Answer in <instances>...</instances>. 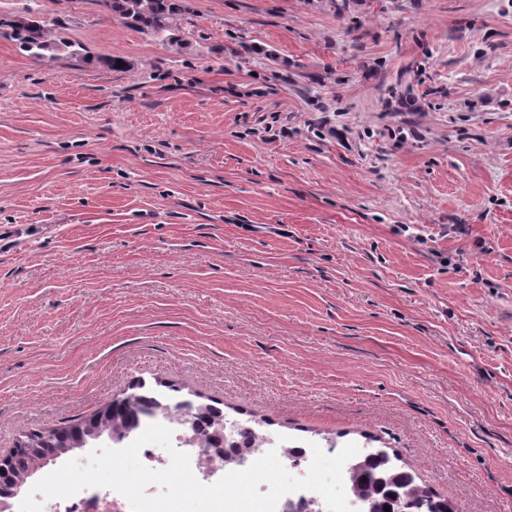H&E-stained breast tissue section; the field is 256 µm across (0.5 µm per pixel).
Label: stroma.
I'll return each instance as SVG.
<instances>
[{
  "instance_id": "obj_1",
  "label": "stroma",
  "mask_w": 512,
  "mask_h": 512,
  "mask_svg": "<svg viewBox=\"0 0 512 512\" xmlns=\"http://www.w3.org/2000/svg\"><path fill=\"white\" fill-rule=\"evenodd\" d=\"M26 12L89 57L0 40V455L175 385L512 506V0ZM110 8L145 32L171 30L169 20L184 9L183 0H109Z\"/></svg>"
}]
</instances>
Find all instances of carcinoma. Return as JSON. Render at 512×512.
<instances>
[{"mask_svg": "<svg viewBox=\"0 0 512 512\" xmlns=\"http://www.w3.org/2000/svg\"><path fill=\"white\" fill-rule=\"evenodd\" d=\"M109 6L140 29L162 34L171 30L169 20L182 11L183 0H109ZM0 39L14 42L37 60L56 59L62 54L88 58V51L82 45L50 39L44 20L33 14L0 21ZM183 400L185 397L179 387L170 385L168 391L158 392L141 383L137 392L107 402L112 414L104 419L103 426L124 441L140 429L143 420L164 419L163 408ZM196 407L209 430L226 423L223 409L204 403H198ZM87 426V419L83 418L68 425L32 432L28 439L34 444L12 451L0 460V467L13 478L24 476L30 480L44 466L61 462L74 452L73 443L87 435ZM263 435L259 429L243 427L238 432V439L224 442V447L254 448ZM348 470L357 501L372 506V512H385V507L393 506L399 496L410 502L432 497L439 512H458L452 502L417 483L415 472L408 463L382 448L369 449L362 459L353 461Z\"/></svg>", "mask_w": 512, "mask_h": 512, "instance_id": "1", "label": "carcinoma"}]
</instances>
